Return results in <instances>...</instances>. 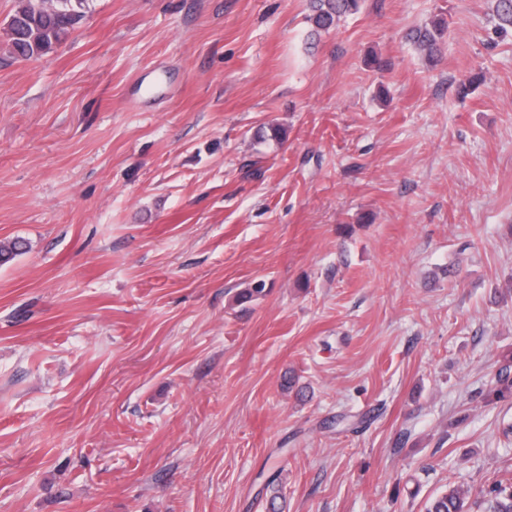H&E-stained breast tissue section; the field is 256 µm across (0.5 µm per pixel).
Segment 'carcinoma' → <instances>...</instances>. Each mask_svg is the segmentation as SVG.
<instances>
[{"label":"carcinoma","mask_w":512,"mask_h":512,"mask_svg":"<svg viewBox=\"0 0 512 512\" xmlns=\"http://www.w3.org/2000/svg\"><path fill=\"white\" fill-rule=\"evenodd\" d=\"M18 5L5 28L6 49L18 57H32L59 44L67 30L78 23L86 0H54L45 6L44 0H17ZM364 0H309L311 14L307 19L318 30H328L342 18L358 13ZM494 19L498 29L512 31V0H497ZM448 32V23L442 19L430 28H419L414 35L417 50L427 58L440 52V45ZM25 248V243L15 240L0 244V265L12 261ZM492 394L498 399L512 398V372L502 369ZM470 490L462 486L450 487L435 496L426 512H512V488L499 482L493 483L481 494V500H470Z\"/></svg>","instance_id":"1"}]
</instances>
